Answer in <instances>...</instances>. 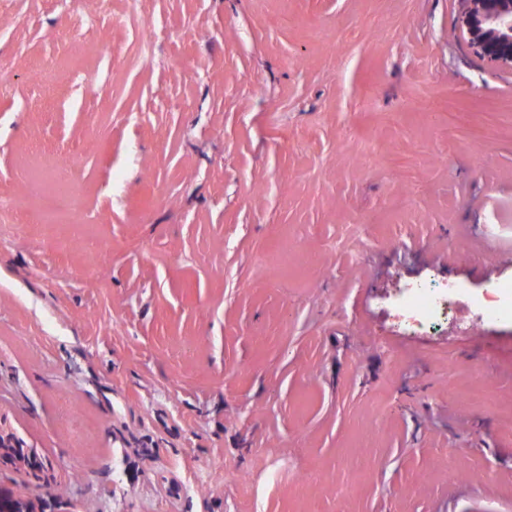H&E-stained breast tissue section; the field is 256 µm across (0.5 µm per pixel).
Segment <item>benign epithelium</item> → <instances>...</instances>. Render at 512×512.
Listing matches in <instances>:
<instances>
[{"label": "benign epithelium", "mask_w": 512, "mask_h": 512, "mask_svg": "<svg viewBox=\"0 0 512 512\" xmlns=\"http://www.w3.org/2000/svg\"><path fill=\"white\" fill-rule=\"evenodd\" d=\"M470 43L494 62H512V0H468Z\"/></svg>", "instance_id": "1"}]
</instances>
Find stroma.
I'll return each instance as SVG.
<instances>
[{
	"label": "stroma",
	"mask_w": 512,
	"mask_h": 512,
	"mask_svg": "<svg viewBox=\"0 0 512 512\" xmlns=\"http://www.w3.org/2000/svg\"><path fill=\"white\" fill-rule=\"evenodd\" d=\"M129 3L0 0V492L512 512V64L466 0ZM39 215L42 220L66 218L72 212L73 202L70 198L59 195H47L40 199ZM404 310L417 322L423 324L437 316L441 310V299L434 290L424 285L408 283L405 285ZM502 286L496 285L487 291L489 299L480 307L479 317L483 320L485 317L489 319H497L500 317L512 316V300L510 302L501 298Z\"/></svg>",
	"instance_id": "35a3bbf8"
}]
</instances>
